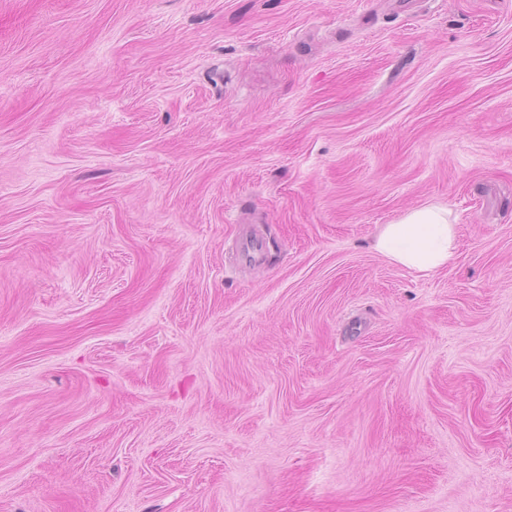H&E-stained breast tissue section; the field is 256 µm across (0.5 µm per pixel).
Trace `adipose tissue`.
Wrapping results in <instances>:
<instances>
[{"label": "adipose tissue", "instance_id": "1", "mask_svg": "<svg viewBox=\"0 0 512 512\" xmlns=\"http://www.w3.org/2000/svg\"><path fill=\"white\" fill-rule=\"evenodd\" d=\"M375 248L396 264L428 273L452 258L455 230L446 209L427 206L409 212L398 223L385 225Z\"/></svg>", "mask_w": 512, "mask_h": 512}]
</instances>
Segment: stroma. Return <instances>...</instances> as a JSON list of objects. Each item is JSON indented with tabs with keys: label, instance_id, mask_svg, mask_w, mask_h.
Listing matches in <instances>:
<instances>
[{
	"label": "stroma",
	"instance_id": "obj_1",
	"mask_svg": "<svg viewBox=\"0 0 512 512\" xmlns=\"http://www.w3.org/2000/svg\"><path fill=\"white\" fill-rule=\"evenodd\" d=\"M0 512H512V0H0ZM448 211L427 206L409 212L398 224L385 225L376 250L405 268L429 273L446 264L455 249V230Z\"/></svg>",
	"mask_w": 512,
	"mask_h": 512
}]
</instances>
